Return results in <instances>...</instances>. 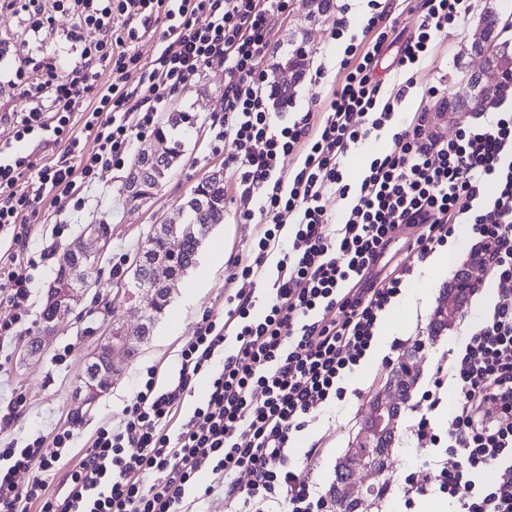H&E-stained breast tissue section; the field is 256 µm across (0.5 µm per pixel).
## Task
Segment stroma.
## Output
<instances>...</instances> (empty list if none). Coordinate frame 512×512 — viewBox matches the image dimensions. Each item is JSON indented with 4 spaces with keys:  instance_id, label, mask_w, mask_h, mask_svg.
<instances>
[{
    "instance_id": "1",
    "label": "stroma",
    "mask_w": 512,
    "mask_h": 512,
    "mask_svg": "<svg viewBox=\"0 0 512 512\" xmlns=\"http://www.w3.org/2000/svg\"><path fill=\"white\" fill-rule=\"evenodd\" d=\"M347 5L348 17L364 26L372 10L368 0H337L326 13L315 14L308 0H292L287 18L274 29L268 65L281 62L298 45L308 51L303 76L287 106L278 108L283 121H293L302 113L322 112L333 90L342 83L346 71L347 38L332 36V21L337 5ZM469 14L460 28L438 34L433 52L415 67L414 85L395 107L401 116L426 112L428 127L435 136L453 138L459 121L448 118L449 101L467 88L471 71L479 67L468 45L479 27L485 9L496 10L502 21L512 23V0H468ZM50 30L33 34L32 16L25 12L0 13V44L8 54L0 59V76H10L18 60L24 56H61L65 62L77 60L65 41L75 23L68 12L48 9ZM223 68L204 69L195 82L175 93L172 109L195 115L192 128L184 134L183 151L172 175L159 187L143 207L125 206L120 196L126 171L111 168L102 172L96 186L83 194L81 208L57 212L50 202H42L29 220L30 232L25 246L29 254L42 256L32 297L26 306L28 325L37 329L39 313L45 302V286L63 249L79 234L83 225L105 222L112 226V238L101 263L97 288L89 290L83 304L72 315L59 320L47 335L43 349L26 354L25 341L0 342V411L6 410L12 397L23 396L24 408L14 424L0 431V448L25 447L35 438L69 427L73 430V452L90 448L98 430L124 426L126 409L136 387L147 371H154L158 386L175 383L184 344L196 333L203 318L223 320L224 301L242 288L243 282L228 266L211 261L213 244H220L227 254L248 259L256 241L263 234L260 215L244 218L235 192V177L224 168V145L215 135L224 121ZM224 180V221L213 225L204 238L195 267L178 279L171 290V300L147 340L136 343L135 353L125 359L122 369L112 378L109 391L91 406L79 408L77 387L85 366L95 352L101 328L122 325L135 331L139 321L133 302L118 296V289L128 281L127 269L133 255L144 241L151 226L163 219L176 218L178 207L191 188L210 175ZM450 261L447 274L437 277L414 304H394V318L403 328L401 335L385 346L384 355L403 358L416 355L422 368L421 378L403 405L395 431V444L384 473L373 475L364 467H356L354 479L363 485L382 487L380 498L374 499L368 512H403L404 479L413 476L416 483L427 486L425 495L416 498L412 512H439L447 498L431 489V473L426 465L434 450L418 445L412 431L420 413L415 408L422 391L430 386L437 367L448 364L450 351L464 344L477 317L475 304L492 308L499 283L489 269L477 263L473 242L449 241L444 249ZM120 273H113V266ZM466 270L483 285L468 296L463 308L466 318H459L447 331L431 336L429 324L433 312L453 275ZM392 374L381 358L364 361L345 381L351 394L342 402L322 408L309 428L298 433L294 452L309 481L320 493H328L335 478L338 460L354 447L363 422L370 415V401L384 387Z\"/></svg>"
}]
</instances>
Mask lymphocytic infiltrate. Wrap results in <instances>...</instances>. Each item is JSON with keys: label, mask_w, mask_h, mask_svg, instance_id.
Segmentation results:
<instances>
[{"label": "lymphocytic infiltrate", "mask_w": 512, "mask_h": 512, "mask_svg": "<svg viewBox=\"0 0 512 512\" xmlns=\"http://www.w3.org/2000/svg\"><path fill=\"white\" fill-rule=\"evenodd\" d=\"M72 10L78 26L66 39L79 57L64 71L55 61L42 73L20 59L9 84L25 100L0 113V238L19 241L38 204L52 200L63 210L91 188L99 171L124 165L135 138L155 129L171 96L209 67L223 68L224 166L237 176L242 204L259 201L266 223L252 262L230 258L244 281L225 301L224 323L204 321L181 351L176 385L157 390L153 379L138 385L122 429L100 428L91 448L70 474L62 494H45L34 478L18 488V473L49 469L69 453L72 430L52 440L37 437L22 448L0 449V512H186L202 467L223 482L225 497L255 506L269 502L284 512H329L291 458L292 438L323 406L342 401L345 377L370 350L380 317L401 292L406 275L465 224L477 240L492 275L512 280V113L460 126L454 139L430 135L424 117L402 123L395 102L409 82L383 95L373 78L380 53L395 26L386 11L372 14L360 42L348 44L353 65L322 115L304 113L275 121L261 68L275 20L290 12V0H54ZM424 19L397 61L410 71L426 58L433 38L464 21L467 0H422ZM163 23L160 46L136 87L128 69L140 66L137 49L150 25ZM99 30L97 42L82 41V27ZM113 78L102 81L103 67ZM392 132L391 150L371 160L358 187L347 183L343 160L372 133ZM96 149L85 152V137ZM58 147L60 153L26 178V147ZM302 154L301 167L283 179L282 157ZM351 199L340 223H330L328 192ZM421 232L394 268L374 267L403 225ZM35 259L0 252V341L25 333L20 314L29 301ZM273 288L259 295L257 278ZM209 394L177 435L166 427L183 395L200 375ZM451 383L455 407L444 433L430 411ZM262 400H255L254 390ZM496 414L484 416L485 404ZM419 444L442 446L432 478L456 512H512V291L499 292L492 313L476 323L463 348L452 353L447 377L416 404ZM53 454H46L45 443ZM247 471L240 484L236 475Z\"/></svg>", "instance_id": "obj_1"}]
</instances>
